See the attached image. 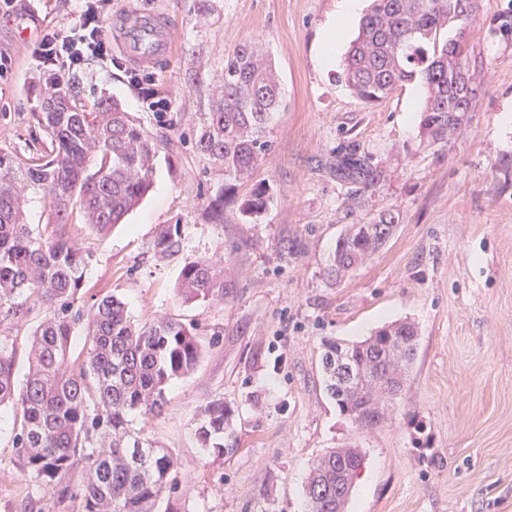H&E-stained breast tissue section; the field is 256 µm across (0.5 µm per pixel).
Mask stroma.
I'll return each mask as SVG.
<instances>
[{"mask_svg":"<svg viewBox=\"0 0 512 512\" xmlns=\"http://www.w3.org/2000/svg\"><path fill=\"white\" fill-rule=\"evenodd\" d=\"M111 0L105 30L133 11L160 14L174 52L153 69L156 87L189 119L201 92L220 76L225 51L247 40L271 50L285 108L274 150L254 173L269 195L255 222L239 213L236 189L224 221L211 224L199 203L224 175L183 146L160 160L143 202L103 237L70 227L89 252L83 296L119 297L132 319L169 317L194 324L202 354L172 380L161 416H134L144 437L170 448L179 485L172 512H303L311 461L334 448H363L347 512H512V34L475 29L483 59L481 95L470 124L448 149L421 133L422 90L409 84L368 106L318 63L320 35L338 0ZM79 0H13L0 13V147L26 155L28 128L48 76L34 43L17 48L12 25L32 14L73 25ZM84 96L119 99L148 129L152 113L123 72L98 60L76 72ZM354 145L382 172L375 190L357 192L331 166ZM390 209L399 224L386 246L342 283L327 275L347 225ZM182 222L183 250L160 260L158 228ZM220 256L231 287L191 304L176 293L185 260ZM408 319L419 328L407 389L393 415L372 430L352 425L327 394L321 341H359ZM235 412L237 450H204L196 429L210 401ZM13 411L0 408V512H39L11 445Z\"/></svg>","mask_w":512,"mask_h":512,"instance_id":"1","label":"stroma"}]
</instances>
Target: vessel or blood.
Here are the masks:
<instances>
[{
    "instance_id": "vessel-or-blood-1",
    "label": "vessel or blood",
    "mask_w": 512,
    "mask_h": 512,
    "mask_svg": "<svg viewBox=\"0 0 512 512\" xmlns=\"http://www.w3.org/2000/svg\"><path fill=\"white\" fill-rule=\"evenodd\" d=\"M121 47L137 65L157 66L173 52L170 26L154 15H133L124 24Z\"/></svg>"
}]
</instances>
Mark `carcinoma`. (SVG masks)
<instances>
[{"label": "carcinoma", "mask_w": 512, "mask_h": 512, "mask_svg": "<svg viewBox=\"0 0 512 512\" xmlns=\"http://www.w3.org/2000/svg\"><path fill=\"white\" fill-rule=\"evenodd\" d=\"M481 0H372L345 54L336 82L367 105L407 84L425 94L422 127L429 146L448 147L472 119L481 85L470 41ZM282 97L276 65L266 47L245 41L224 54V73L205 94L193 147L224 172V185L200 204L211 224L224 223V194L247 181L272 151V120ZM153 133L109 98L81 96L74 81L51 84L41 111L32 113L29 137L38 145L20 155L0 148V406L15 413L12 447L26 481L49 496L53 512H171L160 493L173 491V453L132 428L135 412L159 415L165 386L193 371L201 347L193 327L162 318L136 324L112 294L77 302L89 255L76 249L69 225L80 220L97 236L123 223L149 192L160 153L174 154L185 136L179 121L156 119ZM336 178L366 192L378 182L372 158L356 148L336 156ZM42 195L48 224H28L25 191ZM267 190L255 188L239 206L258 219ZM399 216L379 212L350 224L327 267L342 281L380 251ZM155 256L182 251V224L160 226ZM230 284L210 258L189 259L177 292L185 303L224 297ZM36 315L34 352L26 372L16 364L14 322ZM84 327L85 359L70 364L75 330ZM418 328L405 320L362 341L322 340L325 388L339 411L360 428L380 425L407 384ZM231 409L218 399L203 410L202 447L234 450ZM365 454L334 448L311 465L306 512H345Z\"/></svg>", "instance_id": "1"}]
</instances>
